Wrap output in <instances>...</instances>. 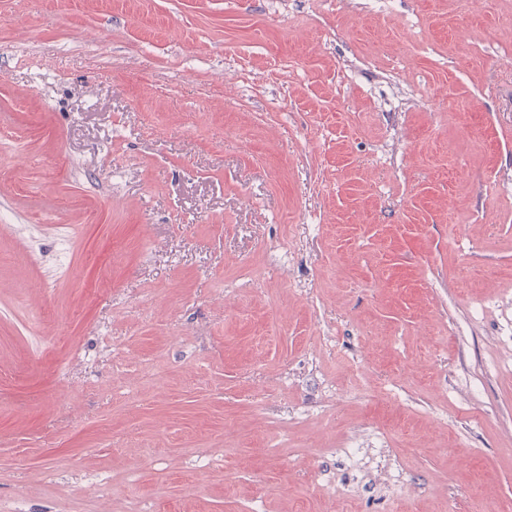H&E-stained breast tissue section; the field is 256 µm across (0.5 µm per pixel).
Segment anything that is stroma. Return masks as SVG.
Returning a JSON list of instances; mask_svg holds the SVG:
<instances>
[{
  "label": "stroma",
  "instance_id": "stroma-1",
  "mask_svg": "<svg viewBox=\"0 0 512 512\" xmlns=\"http://www.w3.org/2000/svg\"><path fill=\"white\" fill-rule=\"evenodd\" d=\"M508 49L512 0H0V512H512Z\"/></svg>",
  "mask_w": 512,
  "mask_h": 512
}]
</instances>
